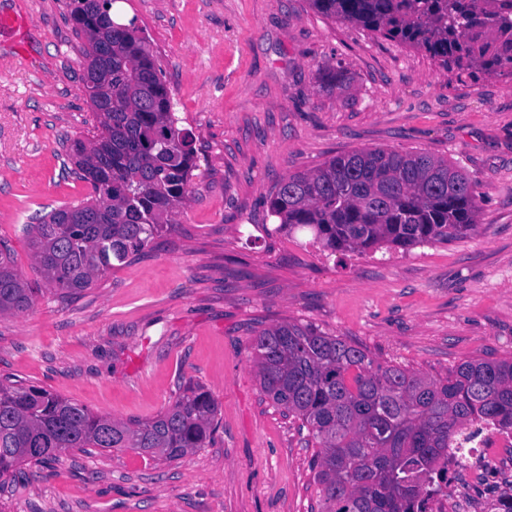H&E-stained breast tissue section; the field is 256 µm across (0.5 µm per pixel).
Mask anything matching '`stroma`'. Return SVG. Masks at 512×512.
<instances>
[{
  "mask_svg": "<svg viewBox=\"0 0 512 512\" xmlns=\"http://www.w3.org/2000/svg\"><path fill=\"white\" fill-rule=\"evenodd\" d=\"M195 135L189 200L137 259L69 301L43 292L23 232L91 191L69 159L95 136L85 39L66 0H0V241L37 288L0 316V377L118 420L190 382L217 400L212 446L176 460L77 448L0 479V512H320L300 422L263 393L252 339L310 323L380 364L442 378L512 359V76L471 79L425 50L323 16L309 0H123ZM339 73L342 89L321 86ZM423 152L476 184L478 226L448 244L329 254L276 229L277 184L359 149Z\"/></svg>",
  "mask_w": 512,
  "mask_h": 512,
  "instance_id": "35a3bbf8",
  "label": "stroma"
}]
</instances>
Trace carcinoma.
Instances as JSON below:
<instances>
[{
  "label": "carcinoma",
  "instance_id": "cac0c4a2",
  "mask_svg": "<svg viewBox=\"0 0 512 512\" xmlns=\"http://www.w3.org/2000/svg\"><path fill=\"white\" fill-rule=\"evenodd\" d=\"M116 0H69L86 43L85 94L98 134L69 157L92 193L23 232L36 271L63 299L123 265L167 231L196 168L195 136L179 126L163 69L136 18L112 19ZM321 14L421 48L476 78L512 73V0H309ZM93 211L92 224L68 223ZM276 230L311 233L323 251H408L448 243L477 226L475 186L424 153L359 150L284 178L269 199ZM38 289L0 244V316L30 308ZM273 402L318 443L322 512H425L422 475L472 428L512 430V359L466 361L444 379L383 366L368 351L311 324L282 323L252 342ZM213 395L190 383L155 417L122 422L20 380H0V478L48 464L69 448H130L178 459L208 447Z\"/></svg>",
  "mask_w": 512,
  "mask_h": 512
}]
</instances>
